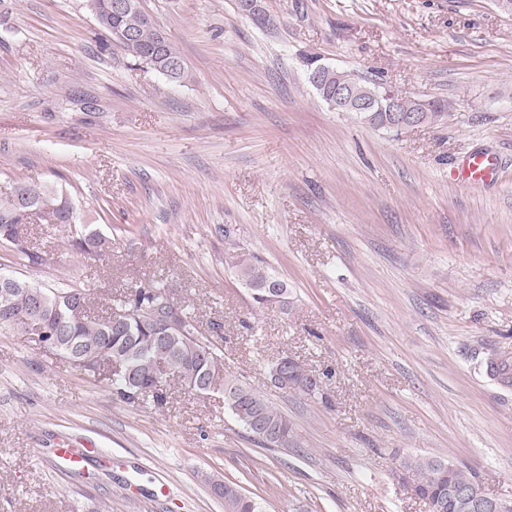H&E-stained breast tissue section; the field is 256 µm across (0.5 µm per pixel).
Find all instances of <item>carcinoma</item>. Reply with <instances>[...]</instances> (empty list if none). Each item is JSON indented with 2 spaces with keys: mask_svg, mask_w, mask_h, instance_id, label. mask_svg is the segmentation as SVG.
<instances>
[{
  "mask_svg": "<svg viewBox=\"0 0 512 512\" xmlns=\"http://www.w3.org/2000/svg\"><path fill=\"white\" fill-rule=\"evenodd\" d=\"M96 22L112 45L137 64H146L172 82L187 77L185 61L165 32L155 21L138 11L115 13L112 0H97ZM316 73L319 83L314 89L322 101L339 83L352 85L361 96L370 98L379 91H386L380 82L367 81L352 72L316 65L310 69ZM399 108L404 112H416L420 122H435L444 116L443 105L428 102V107L415 99L397 97ZM38 211L39 215L52 218L55 224H69L72 210L64 193L58 188L40 182L21 181L15 187L12 198ZM25 223L23 209L12 203L11 198L0 201V241L12 244L33 265H41L45 258L28 251L19 241L17 225ZM72 249L96 261L109 258L112 241L102 234L87 229L83 235L69 240ZM238 278L249 288L268 279L276 278L267 264L260 259L245 257L239 260ZM251 298L257 305L285 308L290 304L288 285L280 288V297L269 299L256 288ZM90 290L69 288L56 291L48 288H32V284L18 279L8 299L10 314L0 313V327H27L21 316L35 313L46 334L39 340L46 345L56 344L63 349L78 353L97 351L102 361L118 359L125 372L115 374L112 385L119 397L128 403L152 399L162 405L167 399V382L163 368L177 378L190 393H220L224 406L238 423L254 435L263 446L288 447L293 431L288 419L272 407L264 398L254 393L239 380L224 373V353L217 342L206 336H198L195 320L183 306H178L183 330L165 331L163 322L171 308L167 287L159 282L141 281L130 285L118 310H134L137 316L123 328L112 327V316L92 317L85 313L72 320L68 317L70 306L88 304ZM271 370H277L296 384V391L315 395L308 371L294 359L285 356ZM487 370L502 386L512 387V361H489ZM403 471L418 494L433 500L448 498V479L473 490L481 488L476 474L467 466L440 459L415 457L401 462ZM214 492L224 499V512H262L259 502L242 493L238 486L217 483Z\"/></svg>",
  "mask_w": 512,
  "mask_h": 512,
  "instance_id": "carcinoma-1",
  "label": "carcinoma"
}]
</instances>
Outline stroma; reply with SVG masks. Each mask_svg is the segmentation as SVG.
I'll use <instances>...</instances> for the list:
<instances>
[{"label": "stroma", "instance_id": "obj_1", "mask_svg": "<svg viewBox=\"0 0 512 512\" xmlns=\"http://www.w3.org/2000/svg\"><path fill=\"white\" fill-rule=\"evenodd\" d=\"M179 48V83L98 38L85 0H0V197L20 180L62 189L112 240L101 264L70 225H27L33 266L86 288L104 315L155 280L224 371L285 414L262 446L219 393L168 383L164 406L122 401L108 372L72 367L0 329V512H224L237 483L264 512H426L394 472L409 457L465 464L512 500V14L494 0H141ZM438 99L445 116L392 130L331 109L309 59ZM497 157L502 180L459 188L451 166ZM257 256L288 308H258L237 277ZM290 356L315 396L273 385ZM89 449L81 470L53 448Z\"/></svg>", "mask_w": 512, "mask_h": 512}]
</instances>
